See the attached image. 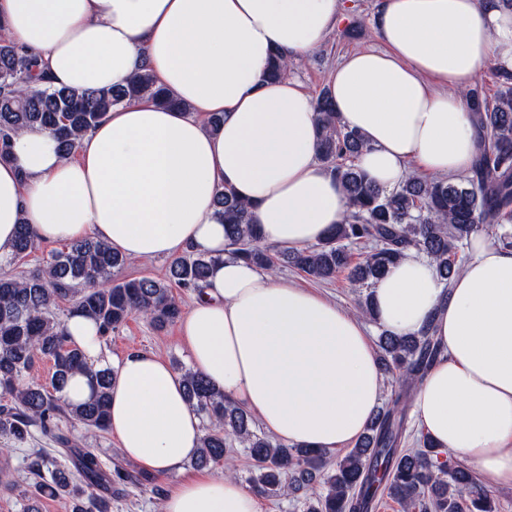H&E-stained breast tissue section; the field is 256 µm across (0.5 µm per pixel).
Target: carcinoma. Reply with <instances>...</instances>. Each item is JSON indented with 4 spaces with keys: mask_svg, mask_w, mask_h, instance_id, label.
<instances>
[{
    "mask_svg": "<svg viewBox=\"0 0 512 512\" xmlns=\"http://www.w3.org/2000/svg\"><path fill=\"white\" fill-rule=\"evenodd\" d=\"M36 61L7 39H0V159L9 156L10 136L30 126L53 131L61 150L69 155L78 138L99 122L112 107L140 98L163 105L174 100L157 86L149 73H141L122 86L76 93L44 86L35 73ZM290 60L276 54L268 77L288 75ZM501 89L489 100L483 87L463 92L477 132L475 155L467 175L458 180H433L415 173L399 187L384 193L372 186L356 164L366 148L364 137L338 116L326 90L314 99L320 123L319 159L344 186L348 217L319 243L301 250L272 251L262 243L254 215L230 186L218 189L217 213L228 237L240 244L237 255L265 270L293 266L317 281H331L348 271L351 281L370 288L409 249L425 254L444 284L461 269L470 238L496 230V243L512 246V76L499 74ZM27 224L18 226L12 258L37 248ZM361 245L364 255L353 261L351 246ZM127 258L101 241L87 237L57 251L26 277L0 273V436L24 443L38 432L62 448H71L59 427L68 415L89 429H107L110 378L95 373L96 389L86 402L70 405L56 393L68 378L90 367L84 353L70 344L64 321L56 309L71 301L67 314L82 313L96 321L108 341L130 317L143 315L162 330L180 318L181 309L169 284L187 290L202 287L214 259L194 250L173 260L168 282L149 277L108 281L111 270ZM382 369L394 385L386 407L377 410L365 434L335 464L327 453L288 446L260 435L254 418L224 398V392L190 369L181 370L193 409L216 422L202 437L196 467L224 458L242 444L254 461L251 482L267 497L287 495L314 484L323 492L305 499L304 512H373L379 489L406 512H494L491 491L448 452L424 437L420 447L406 446L409 410L427 372L442 349L431 329L396 337L385 331L378 340ZM53 362L52 389L24 378L36 361ZM72 466H54L42 477L47 455L31 453L33 484L25 512H41L40 500L65 494L71 512H112V472L93 448L71 452Z\"/></svg>",
    "mask_w": 512,
    "mask_h": 512,
    "instance_id": "obj_1",
    "label": "carcinoma"
}]
</instances>
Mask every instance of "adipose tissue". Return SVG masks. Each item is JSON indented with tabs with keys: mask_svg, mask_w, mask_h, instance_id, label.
<instances>
[{
	"mask_svg": "<svg viewBox=\"0 0 512 512\" xmlns=\"http://www.w3.org/2000/svg\"><path fill=\"white\" fill-rule=\"evenodd\" d=\"M339 0H0V34L37 58L48 83L79 92L150 73L176 100L118 105L64 154L47 130L13 136L0 162V261L18 224L37 241L94 235L131 259L215 256L202 299L181 319L191 368L291 444L355 442L376 410L383 373L364 321L326 297L239 258L214 205L236 188L264 244L318 243L346 212L342 184L318 156L306 89L270 79L274 53L301 57L335 28ZM377 48L335 67L328 95L367 147L377 188L421 171H468L476 131L461 93L486 65L512 71V9L502 0H377ZM224 116L216 131L210 115ZM375 318L396 336L431 327L443 354L414 399L424 434L487 484L512 487V248L471 239L451 288L415 251L373 288ZM91 372L61 391L77 404L94 374L113 376L108 431L143 470L175 476L161 512H260L227 475L188 477L201 419L178 372L155 352L113 362L97 324L65 321Z\"/></svg>",
	"mask_w": 512,
	"mask_h": 512,
	"instance_id": "1",
	"label": "adipose tissue"
}]
</instances>
